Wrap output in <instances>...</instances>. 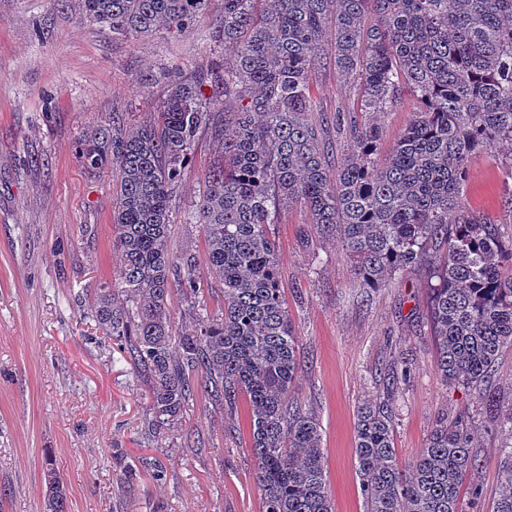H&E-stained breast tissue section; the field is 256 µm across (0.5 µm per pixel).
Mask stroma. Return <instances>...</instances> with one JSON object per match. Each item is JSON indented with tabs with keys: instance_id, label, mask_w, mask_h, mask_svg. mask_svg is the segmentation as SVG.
<instances>
[{
	"instance_id": "obj_1",
	"label": "stroma",
	"mask_w": 512,
	"mask_h": 512,
	"mask_svg": "<svg viewBox=\"0 0 512 512\" xmlns=\"http://www.w3.org/2000/svg\"><path fill=\"white\" fill-rule=\"evenodd\" d=\"M222 9L211 0L182 35L136 39L99 28L73 0H0V485L10 490L0 512H43L48 455L68 512H262L245 401L230 411L200 394L174 428L152 429L147 382L92 320L91 293L120 271L112 244L118 173L88 171L76 155L109 114L133 124L156 119L165 85L150 76L223 61V44L210 39ZM312 90L328 119L356 105L353 87L332 70L316 69ZM418 108L407 93L381 116V153ZM220 158L217 142L200 133L172 197L170 252L193 254L201 274L204 234L187 214ZM511 194L512 147L474 154L467 210L511 235ZM271 231L301 354L292 395L320 420L335 512H366L356 415L382 393L394 363L410 370L392 393L401 463L425 448L441 418L469 410L478 466L459 508L492 512L506 441L495 423L512 413V345L500 350L486 391L444 384L424 270L366 290L341 242L318 239L303 207H282ZM197 437L203 447H188Z\"/></svg>"
}]
</instances>
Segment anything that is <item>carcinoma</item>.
Returning <instances> with one entry per match:
<instances>
[{
    "label": "carcinoma",
    "mask_w": 512,
    "mask_h": 512,
    "mask_svg": "<svg viewBox=\"0 0 512 512\" xmlns=\"http://www.w3.org/2000/svg\"><path fill=\"white\" fill-rule=\"evenodd\" d=\"M114 34L184 32L210 0H77ZM216 38L224 71L164 74L156 124L112 113L88 133L79 159L115 167L113 245L123 267L95 289L98 327L151 385L152 427H172L198 393L234 410L248 403L251 454L263 512H333L322 427L291 397L298 337L283 298L270 225L301 204L321 238H339L359 283L376 288L425 268L428 309L443 381L479 389L500 348L512 344V239L465 210L470 157L512 145V0H223ZM334 68L355 85L365 120L314 116L312 70ZM224 92V111L204 88ZM419 110L383 163L378 118L403 91ZM223 153L188 219L202 225L210 275L221 285L219 318L192 305V332L172 334L171 294L200 290L195 258L170 257L171 198L201 132ZM347 148L336 157V139ZM492 512H512V414ZM356 469L366 512H459L477 466L468 424H437L405 469L393 446L390 396L358 408ZM45 512H67L53 459L43 466Z\"/></svg>",
    "instance_id": "cac0c4a2"
}]
</instances>
